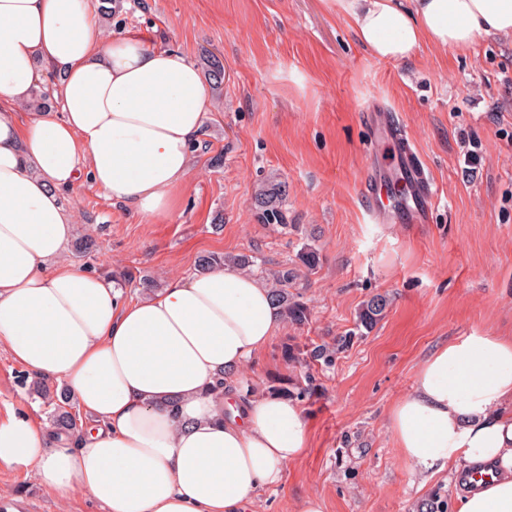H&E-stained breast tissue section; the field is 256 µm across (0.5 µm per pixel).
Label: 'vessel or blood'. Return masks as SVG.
<instances>
[{
	"instance_id": "vessel-or-blood-1",
	"label": "vessel or blood",
	"mask_w": 512,
	"mask_h": 512,
	"mask_svg": "<svg viewBox=\"0 0 512 512\" xmlns=\"http://www.w3.org/2000/svg\"><path fill=\"white\" fill-rule=\"evenodd\" d=\"M359 117L373 132L375 140H394L399 127L392 112L373 102L363 106ZM363 186L371 202L370 217L378 224L402 216L408 224L429 223L435 201L433 184L410 145H403L394 170L369 161L363 170Z\"/></svg>"
}]
</instances>
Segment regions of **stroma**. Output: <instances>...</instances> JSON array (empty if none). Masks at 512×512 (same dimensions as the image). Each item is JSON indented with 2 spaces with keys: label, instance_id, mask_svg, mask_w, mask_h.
<instances>
[{
  "label": "stroma",
  "instance_id": "obj_1",
  "mask_svg": "<svg viewBox=\"0 0 512 512\" xmlns=\"http://www.w3.org/2000/svg\"><path fill=\"white\" fill-rule=\"evenodd\" d=\"M132 30L203 66L224 64L173 213L143 221L89 179L65 191L76 216L67 256L124 274L126 298L197 270L207 254L252 257L253 274L298 267L317 248L316 269L297 287L310 301L302 326L284 324L243 377L252 394L309 372L282 349L310 350L350 333L362 303L386 297L382 319L331 366H314L301 398L310 446L282 483L263 490L256 512H297L320 495L325 512H417L455 501L450 471L420 473L400 458L391 405L409 394L421 361L474 331L512 336V39L491 36L462 52L422 45L412 59L380 60L358 43L324 0H123L111 33ZM377 99L414 143L437 189L426 224H375L361 173L372 131L358 117ZM222 156V166L212 164ZM283 189L289 228L263 223L254 198ZM0 345V421L9 411L47 418L39 386ZM0 491L29 512H101L82 495L41 489L21 469L0 467Z\"/></svg>",
  "mask_w": 512,
  "mask_h": 512
}]
</instances>
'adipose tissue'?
Returning a JSON list of instances; mask_svg holds the SVG:
<instances>
[{
  "label": "adipose tissue",
  "instance_id": "1",
  "mask_svg": "<svg viewBox=\"0 0 512 512\" xmlns=\"http://www.w3.org/2000/svg\"><path fill=\"white\" fill-rule=\"evenodd\" d=\"M328 3L382 60L512 35V0ZM50 66L63 74L58 110L20 121ZM210 96L183 53L134 32L103 37L86 0H0V342L62 383L89 419L72 436L11 416L0 466L103 512H246L309 446L299 403L236 390L283 325L264 280L216 266L126 300L65 257L75 219L62 194L81 178L144 220L169 214ZM387 419L415 471L492 470L462 487L457 512H512V336L474 331L439 345Z\"/></svg>",
  "mask_w": 512,
  "mask_h": 512
}]
</instances>
